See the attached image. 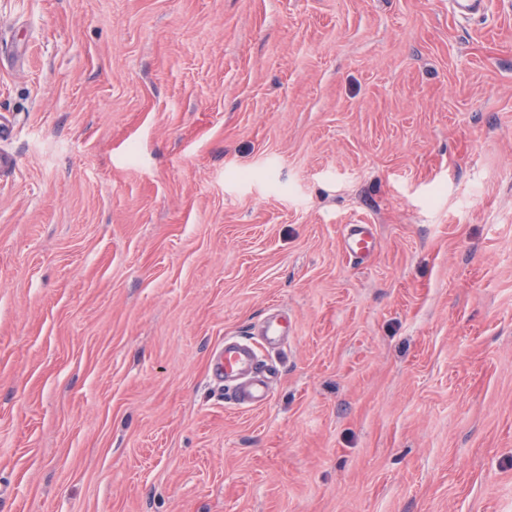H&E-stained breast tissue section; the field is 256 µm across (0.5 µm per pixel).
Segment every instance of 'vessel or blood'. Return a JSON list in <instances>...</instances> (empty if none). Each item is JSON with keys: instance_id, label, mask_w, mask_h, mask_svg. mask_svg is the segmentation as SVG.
Here are the masks:
<instances>
[{"instance_id": "1", "label": "vessel or blood", "mask_w": 512, "mask_h": 512, "mask_svg": "<svg viewBox=\"0 0 512 512\" xmlns=\"http://www.w3.org/2000/svg\"><path fill=\"white\" fill-rule=\"evenodd\" d=\"M343 246L350 258L365 261L374 251L375 233L370 224H348L344 227ZM288 334V319L278 315L267 318L260 332V344L236 339L225 342L213 357V369L217 378L237 380L232 392L236 404L243 408H259L269 403L272 386L268 369L260 360L257 349L264 346H282Z\"/></svg>"}]
</instances>
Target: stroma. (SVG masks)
<instances>
[{
  "label": "stroma",
  "instance_id": "35a3bbf8",
  "mask_svg": "<svg viewBox=\"0 0 512 512\" xmlns=\"http://www.w3.org/2000/svg\"><path fill=\"white\" fill-rule=\"evenodd\" d=\"M1 115L0 512H512V0H0ZM375 240L372 224H348L344 227L343 246L350 258L365 261L374 251ZM288 335V317L278 314L267 318L260 332L261 344L264 348H279ZM213 369L218 379H242L232 392L236 404L243 408H259L269 403L272 386L268 369L259 359L257 347L250 341L235 339L213 357Z\"/></svg>",
  "mask_w": 512,
  "mask_h": 512
}]
</instances>
